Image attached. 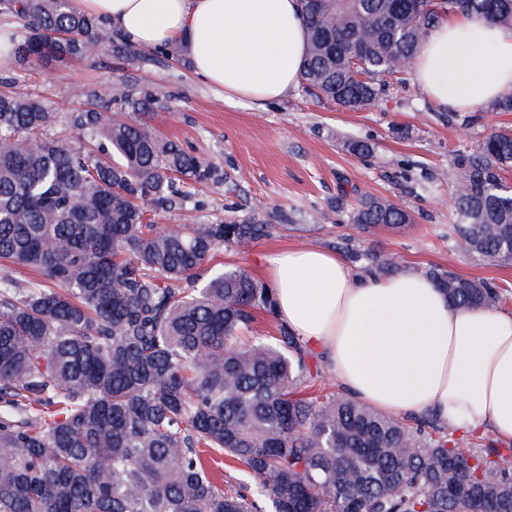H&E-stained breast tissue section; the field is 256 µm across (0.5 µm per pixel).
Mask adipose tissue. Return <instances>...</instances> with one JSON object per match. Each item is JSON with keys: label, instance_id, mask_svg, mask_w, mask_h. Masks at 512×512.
<instances>
[{"label": "adipose tissue", "instance_id": "1", "mask_svg": "<svg viewBox=\"0 0 512 512\" xmlns=\"http://www.w3.org/2000/svg\"><path fill=\"white\" fill-rule=\"evenodd\" d=\"M129 43H179L196 76L260 106L298 83L299 0H75ZM420 92L462 112L512 94V28L471 15L429 32ZM278 319L320 350L340 388L376 411L431 414L512 443V310L461 309L428 276L355 274L337 254L290 247L266 259Z\"/></svg>", "mask_w": 512, "mask_h": 512}]
</instances>
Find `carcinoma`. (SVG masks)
<instances>
[{
  "mask_svg": "<svg viewBox=\"0 0 512 512\" xmlns=\"http://www.w3.org/2000/svg\"><path fill=\"white\" fill-rule=\"evenodd\" d=\"M300 0L307 51L299 82L347 111L372 108L387 78L415 65L449 15L512 28V0ZM17 23L20 65L89 57H178L134 49L73 0H0ZM67 113L72 146L48 131L60 113L0 91V512H512V448H489L432 419L382 415L347 393L316 398L315 353L288 328L248 338L273 290L229 268L202 285L220 246H247L275 225L260 216L161 228L151 215L219 169L146 120L167 97L124 81L86 89ZM512 129L459 154L448 243L487 264L512 261ZM363 230L408 224L391 200L361 198ZM391 274V253L368 254ZM453 305H494L493 285L427 272ZM209 448L244 465L256 487L228 492Z\"/></svg>",
  "mask_w": 512,
  "mask_h": 512,
  "instance_id": "1",
  "label": "carcinoma"
}]
</instances>
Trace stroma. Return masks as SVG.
I'll use <instances>...</instances> for the list:
<instances>
[{"label":"stroma","mask_w":512,"mask_h":512,"mask_svg":"<svg viewBox=\"0 0 512 512\" xmlns=\"http://www.w3.org/2000/svg\"><path fill=\"white\" fill-rule=\"evenodd\" d=\"M0 74L14 77L16 91L62 112L78 108V93L88 86L106 90L124 79L167 90L149 124L214 163L224 180L193 185L190 199L161 212L157 224L259 214L276 226L270 237L250 245L220 248L202 269L203 278L239 267L265 281V257L289 246H315L341 256L351 249L392 253L404 271L443 269L500 287L502 308L512 310V262L486 265L448 242L456 157L475 150L494 129L512 126V112L486 105L448 115L411 78L391 83L374 107L361 112L299 87L259 107L225 98L223 90L193 74L187 58L128 62L104 48L91 59L25 70L10 64ZM352 141L369 143L370 153L353 154L347 148ZM371 196L405 207L413 222L366 232L344 212L332 223L311 219L339 200L352 204Z\"/></svg>","instance_id":"35a3bbf8"}]
</instances>
